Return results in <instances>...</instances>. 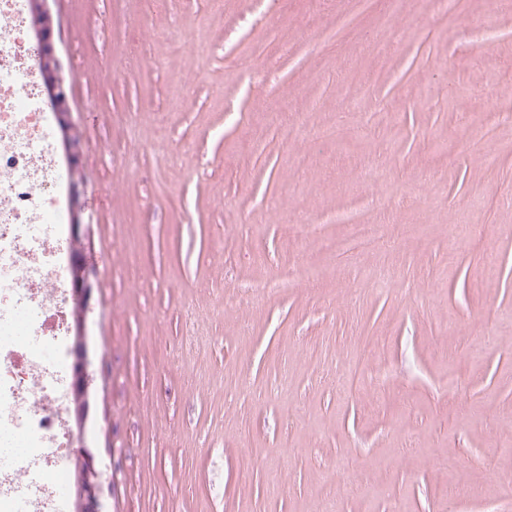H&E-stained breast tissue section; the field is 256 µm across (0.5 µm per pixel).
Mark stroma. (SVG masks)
Returning a JSON list of instances; mask_svg holds the SVG:
<instances>
[{
    "mask_svg": "<svg viewBox=\"0 0 512 512\" xmlns=\"http://www.w3.org/2000/svg\"><path fill=\"white\" fill-rule=\"evenodd\" d=\"M47 3L97 273L64 300L90 353L64 452L109 473L103 512H512V9ZM274 31L287 52L255 59ZM462 220L482 234L449 250ZM358 224L395 237L353 249Z\"/></svg>",
    "mask_w": 512,
    "mask_h": 512,
    "instance_id": "stroma-1",
    "label": "stroma"
}]
</instances>
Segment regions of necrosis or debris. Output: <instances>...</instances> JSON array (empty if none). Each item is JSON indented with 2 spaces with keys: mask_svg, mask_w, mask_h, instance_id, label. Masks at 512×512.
I'll use <instances>...</instances> for the list:
<instances>
[{
  "mask_svg": "<svg viewBox=\"0 0 512 512\" xmlns=\"http://www.w3.org/2000/svg\"><path fill=\"white\" fill-rule=\"evenodd\" d=\"M26 27L23 0H0V453L43 462L40 484L19 501V475H0V512H52L56 488L69 473L61 449L69 397L49 399V369L61 361L56 345L70 319L57 315L65 288L62 239L29 242L24 231L62 224L68 214L54 199L56 156L41 127L36 62L19 49ZM48 333L38 352L13 345L34 331Z\"/></svg>",
  "mask_w": 512,
  "mask_h": 512,
  "instance_id": "necrosis-or-debris-1",
  "label": "necrosis or debris"
}]
</instances>
